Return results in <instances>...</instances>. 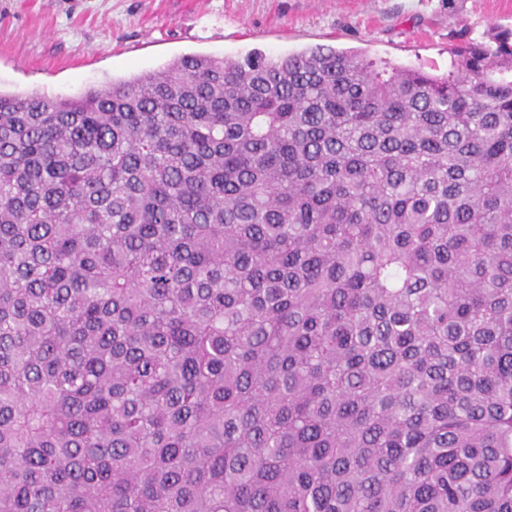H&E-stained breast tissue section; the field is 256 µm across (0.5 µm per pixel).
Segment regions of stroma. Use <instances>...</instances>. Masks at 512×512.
I'll use <instances>...</instances> for the list:
<instances>
[{
    "mask_svg": "<svg viewBox=\"0 0 512 512\" xmlns=\"http://www.w3.org/2000/svg\"><path fill=\"white\" fill-rule=\"evenodd\" d=\"M512 0H0V91L74 96L188 54L271 57L324 45L446 72Z\"/></svg>",
    "mask_w": 512,
    "mask_h": 512,
    "instance_id": "1",
    "label": "stroma"
}]
</instances>
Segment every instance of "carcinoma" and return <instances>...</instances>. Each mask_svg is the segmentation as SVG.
<instances>
[{
    "label": "carcinoma",
    "mask_w": 512,
    "mask_h": 512,
    "mask_svg": "<svg viewBox=\"0 0 512 512\" xmlns=\"http://www.w3.org/2000/svg\"><path fill=\"white\" fill-rule=\"evenodd\" d=\"M0 92V512H512V29Z\"/></svg>",
    "instance_id": "obj_1"
}]
</instances>
